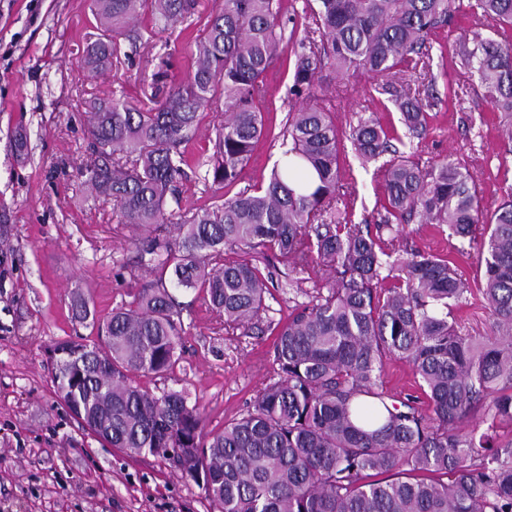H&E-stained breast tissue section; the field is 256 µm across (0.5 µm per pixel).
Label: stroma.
Returning a JSON list of instances; mask_svg holds the SVG:
<instances>
[{
	"instance_id": "stroma-1",
	"label": "stroma",
	"mask_w": 512,
	"mask_h": 512,
	"mask_svg": "<svg viewBox=\"0 0 512 512\" xmlns=\"http://www.w3.org/2000/svg\"><path fill=\"white\" fill-rule=\"evenodd\" d=\"M223 0H196L193 13L166 31L142 19L138 49L122 43L117 66L90 75L81 51L96 31L90 0H0V512H210L204 492L166 461L134 455L103 444L58 402L49 348L57 341L92 336L72 314V296L82 292L99 318L128 302L150 282L137 263L143 231L115 223L111 202L87 197L84 163L89 156L86 100L123 91L135 104L148 101L158 83L180 82L192 68L196 37L203 35ZM465 16L432 39L430 73H406L399 86L439 98L427 134L405 144L423 166L445 157L466 162L486 202L504 191L500 163L506 124L494 112L476 77L455 52L461 37H473ZM292 63L281 59L257 101L274 136L260 140L242 182L269 177L282 148L291 100ZM377 80L364 73L321 74L319 93L330 101L342 136L341 171L351 172L362 206L353 221L377 224L382 210V179L376 164L361 166L348 137L359 118L377 114L399 126L390 95L375 91ZM27 135V150L16 156L13 136ZM400 246L432 251L454 262L474 279V255L456 251L447 228L406 224ZM268 280V308L261 321L223 330L195 291L176 290L181 304V358L172 373L139 376L135 382L154 393L185 390L203 415L206 431L251 406L258 388L274 376L273 343L293 309L308 303L318 269L290 272L282 258H257Z\"/></svg>"
}]
</instances>
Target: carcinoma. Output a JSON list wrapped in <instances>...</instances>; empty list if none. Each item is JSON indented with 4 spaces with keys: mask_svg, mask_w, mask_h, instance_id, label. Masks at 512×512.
Returning <instances> with one entry per match:
<instances>
[{
    "mask_svg": "<svg viewBox=\"0 0 512 512\" xmlns=\"http://www.w3.org/2000/svg\"><path fill=\"white\" fill-rule=\"evenodd\" d=\"M454 0H303L283 12L281 0H224L193 47L195 66L149 108L123 95L89 101L92 154L85 181L91 196L116 203V223L148 232L138 263L154 279L112 315L92 320L98 341L54 343L55 393L83 425L114 448L159 457L201 488L212 512H512V184L488 205L469 166L448 159L421 166L392 148V133L372 113L351 127L358 156L380 166L384 214L376 230L354 224L355 185L342 182L339 130L331 111L308 104L328 67L381 79L414 138L427 132L438 105L391 78L429 66L430 40L454 15ZM193 0H93L99 23L82 60L92 75L112 65L130 24L149 16L164 29ZM307 20L295 41L286 156L272 170L210 208L182 210L180 181L201 114L224 100L214 152L201 179L241 180L255 144L268 135L256 99L283 55V33ZM467 15L493 36L461 40V64L476 68L493 109L512 115V0H469ZM442 224L448 236L474 241L477 281L495 335L462 334L453 315L470 283L452 262L403 250L383 237L395 224ZM178 231L170 240V227ZM274 252L291 271L319 267L326 291L293 313L273 344L276 377L253 405L205 431L188 395L157 396L133 384L162 376L180 360L179 302L169 287L196 290L224 326L249 325L266 311L267 280L224 250ZM409 363L421 396L395 397L385 361ZM487 406V427L469 424Z\"/></svg>",
    "mask_w": 512,
    "mask_h": 512,
    "instance_id": "1",
    "label": "carcinoma"
}]
</instances>
